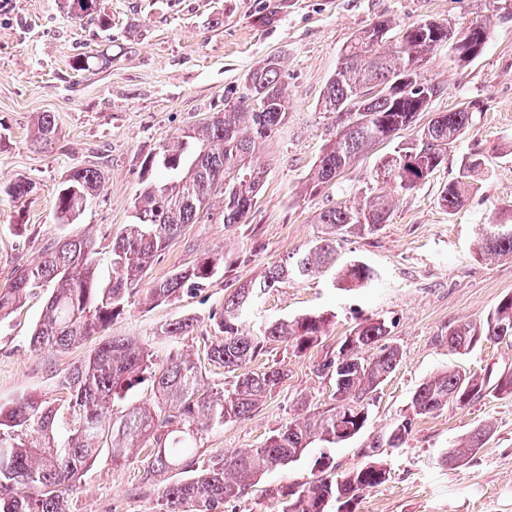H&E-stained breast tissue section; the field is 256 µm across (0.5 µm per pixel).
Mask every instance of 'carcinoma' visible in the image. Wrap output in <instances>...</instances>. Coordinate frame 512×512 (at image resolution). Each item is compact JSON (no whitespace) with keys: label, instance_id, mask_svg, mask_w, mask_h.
Segmentation results:
<instances>
[{"label":"carcinoma","instance_id":"obj_1","mask_svg":"<svg viewBox=\"0 0 512 512\" xmlns=\"http://www.w3.org/2000/svg\"><path fill=\"white\" fill-rule=\"evenodd\" d=\"M97 2L62 0V7L71 19L93 16L100 27L107 28L110 18L97 9ZM392 28L391 20L380 17L352 35L341 49L320 104L322 112L336 119V138L326 145L316 165L313 191L335 182L365 151L412 126L445 91L441 81L420 71L430 53L446 46L448 61L463 68L482 55L490 40L485 22L469 30L464 52L454 48L460 30L447 21L413 23L395 42L389 40ZM97 65L99 57L90 53L74 58L71 67L90 72ZM281 71L280 59L267 60L248 75L245 93L224 104V111L144 157L145 175L156 172L162 178L147 180L134 202V222L112 239V279L107 287H99L96 279L92 238L85 234L61 237L45 248L39 262L16 268L8 287L0 289V323L27 295L46 290L45 310L36 323L31 347L40 354L63 352L103 330L135 301H167L185 289L205 286L223 272L224 252L214 251L164 279L146 280L150 266L165 254L184 225L243 224L254 210L265 171L252 160L253 145L275 133L290 106ZM470 118L469 106L437 114L413 141L397 147L381 162L376 182L390 184L397 192L415 189L445 163L448 149L462 136ZM56 135L54 116L42 113L35 145L47 147ZM483 164L482 154H470L459 179L441 192L443 208L452 213L460 206L476 188L473 173ZM101 187L98 168H73L58 188V223H74ZM392 206L391 195L369 188L358 201H340L324 209L317 223L326 225V237L224 299L220 313L212 317L214 340L208 361L229 372L240 371L232 383L204 384L196 361L179 352L156 369L148 344L124 337L105 342L73 365L57 379L53 395L0 403V512H67L68 492L90 462L106 450L112 452L113 464L127 462L126 450L143 440L152 443L150 453L139 460L143 482L163 470L180 475L162 491L158 512H213L215 506L239 497L247 482L299 461L314 444L334 446L358 434L368 420L366 396L400 361L397 347L383 344L389 330L381 319L351 330L334 357L323 364L334 377L333 407L288 422L248 452L208 461L194 455V443L204 432L248 416L287 376L275 366L246 368L264 343L289 340L302 351L318 341L326 326L325 316L305 314L271 322L263 336H250L240 327L243 314L266 291L326 268H337L340 279L351 286L372 279L373 269L360 261L337 264L335 237L374 234L389 221ZM482 243L483 259L512 256V228L487 233ZM193 325V318H183L169 323L163 333L172 338L186 336ZM505 338H512V295L498 303L486 322L454 325L436 342L460 354L484 340ZM147 378L154 400L114 415V403ZM489 390L512 396V372L499 374L490 387L487 379L450 367L417 387L412 408L415 415L427 416L450 403L478 400ZM410 431V422L397 424L386 445L400 447ZM490 435L485 426L474 430L463 443L445 449L441 463H464L484 447ZM387 479V470L375 463L340 475L323 464L311 481L278 493L279 512H352L365 491Z\"/></svg>","mask_w":512,"mask_h":512}]
</instances>
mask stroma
I'll return each instance as SVG.
<instances>
[{
	"mask_svg": "<svg viewBox=\"0 0 512 512\" xmlns=\"http://www.w3.org/2000/svg\"><path fill=\"white\" fill-rule=\"evenodd\" d=\"M100 7L111 18L106 31L88 18L73 22L59 0H0V183L35 185L20 199L0 195L1 288L15 265L39 261L47 243L83 232L94 241L98 277L108 282L112 239L134 221L142 159L223 111L225 102L242 95L247 75L270 57L283 63L288 117L273 137L255 145L253 160L265 176L246 223L186 225L148 276L165 278L214 249L224 253L223 272L178 299L132 305L100 334L51 356L30 347L46 298L28 296L0 325V401L52 394L56 378L73 363L125 336L149 340L156 363L177 349L197 359L205 383L228 381L229 373L207 358L211 315L225 297L323 236L318 213L374 186L381 159L396 144L415 138L437 113L476 102L480 110L446 163L416 189L396 193L390 220L378 233L337 237L340 262H364L376 272L372 281L349 288L327 271L257 300L245 320L255 336L273 321L305 314L323 313L330 322L306 350L289 342L268 344L253 369L279 366L287 378L248 417L204 433L196 453L208 459L249 451L304 411L330 407L335 387L322 364L355 326L381 318L401 361L368 395L366 427L328 451L311 448L299 462L257 477L217 512H278V489L311 481L323 452L340 471L373 460L386 466L388 481L365 491L355 512H512V396L491 394L427 416L412 409L416 388L448 367L484 376L512 369V339L486 340L464 355L435 341L459 322H486L512 294V256L478 257L490 225L512 224V0H100ZM381 16L392 19L395 38L409 24L447 19L460 27L487 22L491 39L482 57L462 70L449 64L447 48L431 54L424 68L445 83V92L415 126L375 145L333 186L311 192L315 165L336 135L332 118L319 110L324 88L341 48ZM97 51L109 55L106 68L72 72L74 57ZM44 112L54 115L58 136L51 148L40 150L33 136ZM474 151L485 157L484 169L474 175L478 189L447 212L440 194ZM92 164L104 175L99 196L76 223H57L60 182L72 168ZM184 317L194 320L192 335L161 336L162 326ZM405 419L411 422L406 442L385 446L390 429ZM483 425L491 427V437L466 464H441L444 449ZM175 479V473L160 472L142 483L137 466H113L105 453L83 469L67 509L154 512L159 492Z\"/></svg>",
	"mask_w": 512,
	"mask_h": 512,
	"instance_id": "obj_1",
	"label": "stroma"
}]
</instances>
